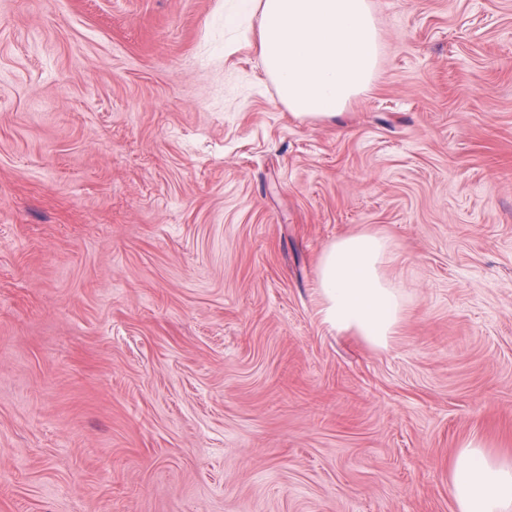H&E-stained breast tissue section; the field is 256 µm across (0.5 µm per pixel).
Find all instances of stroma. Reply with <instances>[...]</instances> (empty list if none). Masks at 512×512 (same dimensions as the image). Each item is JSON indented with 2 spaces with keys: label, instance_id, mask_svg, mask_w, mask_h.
Segmentation results:
<instances>
[{
  "label": "stroma",
  "instance_id": "1",
  "mask_svg": "<svg viewBox=\"0 0 512 512\" xmlns=\"http://www.w3.org/2000/svg\"><path fill=\"white\" fill-rule=\"evenodd\" d=\"M239 0H0V512H456L512 454V0H370L296 119ZM385 235L389 348L318 316ZM448 493L458 512H511L512 461L469 442L451 464Z\"/></svg>",
  "mask_w": 512,
  "mask_h": 512
}]
</instances>
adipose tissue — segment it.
Returning <instances> with one entry per match:
<instances>
[{
	"mask_svg": "<svg viewBox=\"0 0 512 512\" xmlns=\"http://www.w3.org/2000/svg\"><path fill=\"white\" fill-rule=\"evenodd\" d=\"M257 46L267 75L295 118L332 119L369 89L380 44L369 0H258ZM386 239L373 232L332 242L319 258L323 322L387 348L406 306L386 275ZM448 493L458 512H512V461L476 442L455 456Z\"/></svg>",
	"mask_w": 512,
	"mask_h": 512,
	"instance_id": "adipose-tissue-1",
	"label": "adipose tissue"
}]
</instances>
